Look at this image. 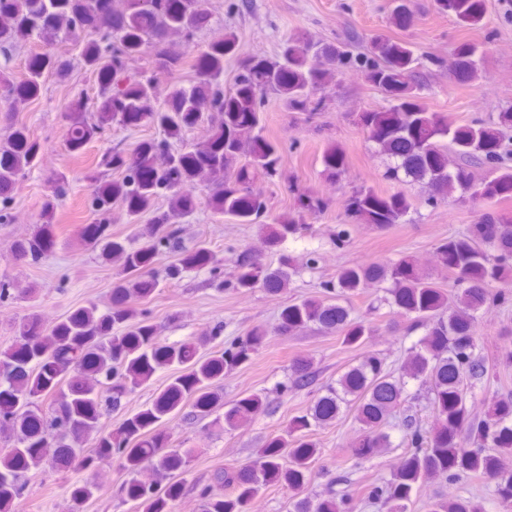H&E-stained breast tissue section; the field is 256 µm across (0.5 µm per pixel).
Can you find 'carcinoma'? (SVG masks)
I'll list each match as a JSON object with an SVG mask.
<instances>
[{"mask_svg":"<svg viewBox=\"0 0 512 512\" xmlns=\"http://www.w3.org/2000/svg\"><path fill=\"white\" fill-rule=\"evenodd\" d=\"M438 13L455 17L459 27H478L484 0H430ZM391 22L397 28L413 23L406 0H389ZM211 20L207 0H0V57L8 62L31 39L52 45L60 38L84 36L83 65L95 74L100 107L84 109L77 98L69 105L66 139L79 153L119 124L153 126L159 139H146L128 153L108 147L98 155L86 208L92 220L84 225L87 248L120 261L110 304L105 313L89 304L70 312L51 331L37 318L25 317L13 327L14 340L0 351V512H23L32 479L48 470L85 473L74 481L70 498L76 507L112 493L94 479L117 464L125 475L117 496L135 504L136 512H175L182 496L184 474L192 448H177L161 424L179 417L190 423L211 420L237 429L262 410L272 414L274 402L259 392L231 402L222 400L224 376L245 366L268 346L269 331L254 326L202 355L199 348L221 337L217 325L198 341L170 344L159 336L147 307L163 281L177 280L191 269H206L225 288L249 292L262 288L279 294L297 270L288 256L274 267L267 255L288 237L308 229L307 218L328 208L323 196L301 192L296 215L264 224V250H245L229 277H221L220 262L204 245L188 250L177 219L198 204L195 185L207 176L213 209L242 224H256L267 213L265 198L254 190L255 180L278 174L281 144L263 135L268 95L282 98L288 110L312 116L328 108L327 84L342 68L362 71L384 92L388 104L359 114L376 152L388 158L383 178L402 189L382 194L361 185L351 191L346 212L382 231L399 224L413 209L406 187L420 184L429 205L450 198L489 206L467 231L441 239L436 253L448 269V287L433 282L414 260L375 261L343 267L336 279L321 285L322 293L292 302L279 314L276 332L292 334L317 325L334 332L348 348L361 349L378 327L354 316L343 302L370 286L384 289L380 305L406 321V333L421 332L405 358L389 367L376 353H364L320 387L313 407L293 418L289 436H274L255 450L247 463L216 470L210 480L192 485L200 512H256L268 484L281 482L294 492L292 512H360L367 504H383L388 512H407L423 484L462 485L459 493L435 498L430 512H483L479 498L466 487L483 481L503 512L512 500L500 496V486L512 485V391L475 409L478 393L490 387L492 368L512 362V351L492 359L478 343L477 313L491 306H512V105L499 112L456 124L426 102L420 80L425 64L448 70L462 82L478 79L479 44L460 42L448 58L418 57L406 42L377 37L364 44L348 39L336 44L304 36L289 40L279 56L240 55L231 88H224V58L239 55L232 31L196 47L197 35ZM182 37L190 52L171 50L169 38ZM144 56L146 66L128 72V60ZM191 64L197 81L189 86L163 85L162 78ZM71 59L47 50L28 65L17 82L0 69V103L15 111L41 92L50 73L68 77ZM207 123L210 139L202 145L184 143L185 133ZM41 143L22 126L0 138V224H11L12 191L24 173L33 170ZM327 178L341 177L346 155L336 144L322 155ZM44 203L45 223L14 241L15 259L26 265L42 263L55 246L53 215L72 185L61 173L49 180ZM168 202L165 210L157 207ZM124 205L131 218L151 214L150 226L138 245L112 237V206ZM169 260L163 270L156 264ZM35 293L0 279V304ZM175 368L164 388L139 411L109 432L102 421L123 409V401L148 385L162 368ZM426 388L434 414L426 429L413 414L396 416L408 401L407 386ZM317 384L311 362L291 364L283 392ZM360 425L351 454L360 462L392 446L390 430L402 432L400 465L355 492L352 469L330 480L324 494L310 493L314 464L322 451L312 431L330 425L343 412ZM90 447H85V443Z\"/></svg>","mask_w":512,"mask_h":512,"instance_id":"carcinoma-1","label":"carcinoma"}]
</instances>
